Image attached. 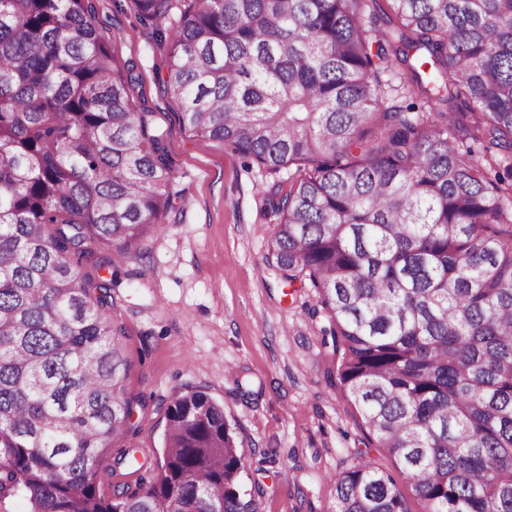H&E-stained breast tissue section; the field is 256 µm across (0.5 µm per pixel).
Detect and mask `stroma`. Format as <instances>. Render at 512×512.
Here are the masks:
<instances>
[{"mask_svg": "<svg viewBox=\"0 0 512 512\" xmlns=\"http://www.w3.org/2000/svg\"><path fill=\"white\" fill-rule=\"evenodd\" d=\"M96 24L138 80L146 115L171 170L173 207L135 257L85 273L112 278L109 313L122 326L126 385L139 400L136 429L115 448L161 457L163 402L200 389L223 404L248 460L242 489L257 512H329L333 478L372 462L396 474L393 457L367 447L360 412L332 387V351L321 344L315 292L288 284L266 262L277 218L271 208L287 170L245 161L218 140L193 136L162 84L157 24L130 0H93Z\"/></svg>", "mask_w": 512, "mask_h": 512, "instance_id": "1", "label": "stroma"}]
</instances>
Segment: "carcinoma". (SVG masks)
<instances>
[{"mask_svg": "<svg viewBox=\"0 0 512 512\" xmlns=\"http://www.w3.org/2000/svg\"><path fill=\"white\" fill-rule=\"evenodd\" d=\"M159 21L173 0H131ZM164 92L195 137L273 171L268 255L330 321L369 444L424 512H512V0H178ZM400 71L403 107L382 89ZM92 0H0V500L29 512H257L207 393L130 433L125 333L101 249L171 208V171ZM333 512H409L394 476L334 477Z\"/></svg>", "mask_w": 512, "mask_h": 512, "instance_id": "cac0c4a2", "label": "carcinoma"}]
</instances>
